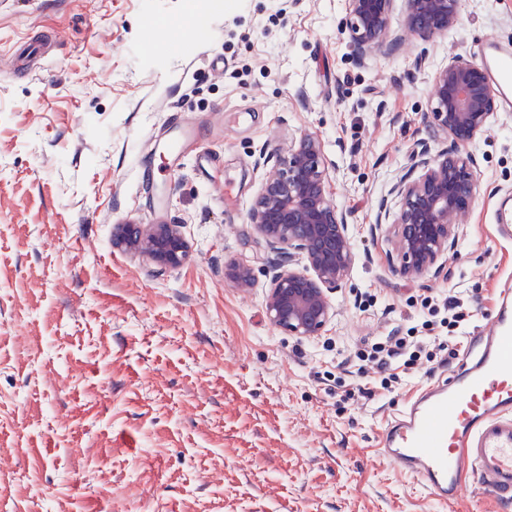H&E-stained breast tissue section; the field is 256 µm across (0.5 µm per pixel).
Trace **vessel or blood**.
I'll list each match as a JSON object with an SVG mask.
<instances>
[{"instance_id": "b4317fda", "label": "vessel or blood", "mask_w": 512, "mask_h": 512, "mask_svg": "<svg viewBox=\"0 0 512 512\" xmlns=\"http://www.w3.org/2000/svg\"><path fill=\"white\" fill-rule=\"evenodd\" d=\"M483 61L512 92V52L487 43ZM383 453L442 502L464 474L512 499V292L502 291L479 336L448 378L421 391L383 433Z\"/></svg>"}]
</instances>
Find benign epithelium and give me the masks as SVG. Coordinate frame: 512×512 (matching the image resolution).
<instances>
[{"instance_id": "obj_1", "label": "benign epithelium", "mask_w": 512, "mask_h": 512, "mask_svg": "<svg viewBox=\"0 0 512 512\" xmlns=\"http://www.w3.org/2000/svg\"><path fill=\"white\" fill-rule=\"evenodd\" d=\"M394 0H349L346 29L353 57L364 64L373 51L396 50L389 17ZM406 25L423 40L455 28L462 0H404ZM497 92L484 67L460 55L448 59L433 77L431 111L424 115L430 130L451 139L450 147L432 153L429 141H414L410 164L397 176L390 193L400 200L397 213L380 205L377 225L394 230L401 259L396 271L415 279L427 273L459 238L477 187L476 159L469 146L488 129ZM279 169L267 179L249 212L250 223L278 254L277 270L266 292V314L291 336H319L335 316L328 293L347 278L355 253L347 214L330 198L327 186L332 163L320 138L310 132L296 137ZM112 245L134 252L162 268H177L189 257L176 224H118ZM302 268H294V262ZM224 280L235 287L253 286L252 269L235 260L224 264Z\"/></svg>"}]
</instances>
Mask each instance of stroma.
Instances as JSON below:
<instances>
[{"instance_id": "obj_1", "label": "stroma", "mask_w": 512, "mask_h": 512, "mask_svg": "<svg viewBox=\"0 0 512 512\" xmlns=\"http://www.w3.org/2000/svg\"><path fill=\"white\" fill-rule=\"evenodd\" d=\"M346 8L0 0V512H512L470 475L440 502L383 457L387 424L451 366L421 360L393 392L354 393L363 339L446 335L421 304L460 290L465 350L512 284L493 227L512 207L505 105L472 147L463 233L428 274L400 276L375 226L426 135L435 70L480 60L488 38L512 49V0H463L459 25L427 41L395 0L398 50L361 65ZM47 34L38 69L12 66L15 45ZM304 131L335 166L356 259L335 318L301 340L267 317L276 256L248 215L273 148ZM118 224L180 225L189 258L164 269L113 249ZM230 260L252 268L250 290L225 282Z\"/></svg>"}]
</instances>
